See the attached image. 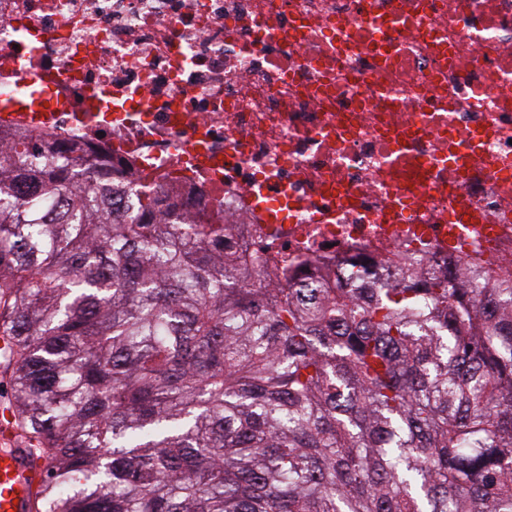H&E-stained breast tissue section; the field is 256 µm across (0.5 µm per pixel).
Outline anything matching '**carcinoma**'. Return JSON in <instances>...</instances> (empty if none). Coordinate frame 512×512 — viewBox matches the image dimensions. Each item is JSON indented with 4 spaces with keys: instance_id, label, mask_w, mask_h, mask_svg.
Instances as JSON below:
<instances>
[{
    "instance_id": "1",
    "label": "carcinoma",
    "mask_w": 512,
    "mask_h": 512,
    "mask_svg": "<svg viewBox=\"0 0 512 512\" xmlns=\"http://www.w3.org/2000/svg\"><path fill=\"white\" fill-rule=\"evenodd\" d=\"M0 155V403L35 512H512V275L248 287L222 224Z\"/></svg>"
}]
</instances>
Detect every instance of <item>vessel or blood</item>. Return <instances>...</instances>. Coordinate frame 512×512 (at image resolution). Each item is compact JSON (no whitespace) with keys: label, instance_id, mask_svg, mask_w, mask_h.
<instances>
[{"label":"vessel or blood","instance_id":"1","mask_svg":"<svg viewBox=\"0 0 512 512\" xmlns=\"http://www.w3.org/2000/svg\"><path fill=\"white\" fill-rule=\"evenodd\" d=\"M43 477L15 442L8 424L0 423V512H32L34 491Z\"/></svg>","mask_w":512,"mask_h":512}]
</instances>
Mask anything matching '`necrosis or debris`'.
Listing matches in <instances>:
<instances>
[{"mask_svg":"<svg viewBox=\"0 0 512 512\" xmlns=\"http://www.w3.org/2000/svg\"><path fill=\"white\" fill-rule=\"evenodd\" d=\"M16 94L0 148L80 147L242 280L512 269V0H0Z\"/></svg>","mask_w":512,"mask_h":512,"instance_id":"obj_1","label":"necrosis or debris"}]
</instances>
